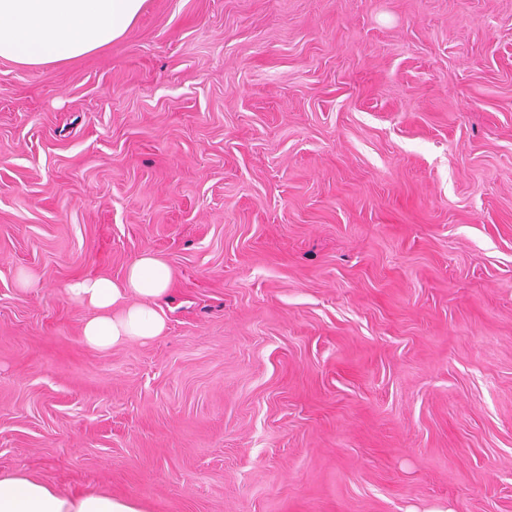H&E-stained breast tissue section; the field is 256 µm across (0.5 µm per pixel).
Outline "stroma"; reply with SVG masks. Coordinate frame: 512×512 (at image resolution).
Here are the masks:
<instances>
[{
	"mask_svg": "<svg viewBox=\"0 0 512 512\" xmlns=\"http://www.w3.org/2000/svg\"><path fill=\"white\" fill-rule=\"evenodd\" d=\"M153 339L65 294L138 254ZM0 472L145 512H512V0H146L0 58Z\"/></svg>",
	"mask_w": 512,
	"mask_h": 512,
	"instance_id": "stroma-1",
	"label": "stroma"
}]
</instances>
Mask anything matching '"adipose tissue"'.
Masks as SVG:
<instances>
[{"mask_svg": "<svg viewBox=\"0 0 512 512\" xmlns=\"http://www.w3.org/2000/svg\"><path fill=\"white\" fill-rule=\"evenodd\" d=\"M145 0H0V57L40 66L84 56L122 37ZM167 266L144 252L124 277H82L68 294L90 309L84 342L108 349L161 335L165 320L154 305L169 290ZM0 512H142L138 502L109 494L68 495L40 480L0 472Z\"/></svg>", "mask_w": 512, "mask_h": 512, "instance_id": "ef3b65f1", "label": "adipose tissue"}]
</instances>
